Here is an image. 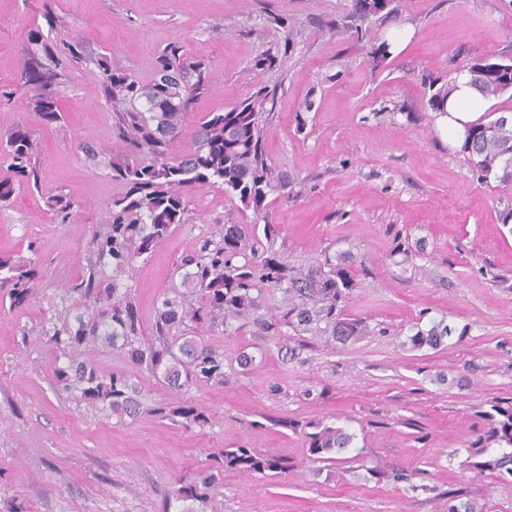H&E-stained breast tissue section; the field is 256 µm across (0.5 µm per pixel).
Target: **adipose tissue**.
Masks as SVG:
<instances>
[{
  "label": "adipose tissue",
  "instance_id": "adipose-tissue-1",
  "mask_svg": "<svg viewBox=\"0 0 512 512\" xmlns=\"http://www.w3.org/2000/svg\"><path fill=\"white\" fill-rule=\"evenodd\" d=\"M451 91L434 112L435 129L449 148L462 146L468 128L483 116L488 102L469 84L467 74L456 75L450 82Z\"/></svg>",
  "mask_w": 512,
  "mask_h": 512
}]
</instances>
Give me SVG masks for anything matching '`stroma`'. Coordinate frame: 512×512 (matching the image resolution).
<instances>
[{"instance_id": "1", "label": "stroma", "mask_w": 512, "mask_h": 512, "mask_svg": "<svg viewBox=\"0 0 512 512\" xmlns=\"http://www.w3.org/2000/svg\"><path fill=\"white\" fill-rule=\"evenodd\" d=\"M355 0H0V138L15 126L41 144L38 180L19 183L0 210V253L35 243L39 289L29 304L0 295V512H182L163 509L176 482L213 455L244 445L287 458L285 474L225 473L194 512H448L460 493L512 512V478L467 469L479 411L512 398V184L478 182L459 150L437 136L433 80L449 82L478 57L512 53V0H397L412 28L400 52L372 67L370 44L349 26ZM51 44L62 76L63 118L44 124L21 79L30 33ZM84 60L68 59L71 44ZM201 60L210 88L193 103L196 125L259 88L274 96L265 146L289 197L269 196L273 250L302 270L345 262L357 286L345 312L369 332L347 344L297 334L283 320L285 290H266L247 317L203 331L224 352V384L175 391L120 350L90 347L103 373L139 389L134 418L108 415L59 389L48 332L71 313L64 298L92 258V237L123 191L90 140L123 157L98 60L149 81L169 44ZM403 111H395V104ZM72 193L59 223L51 196ZM186 223L173 227L127 278L145 336L163 293L181 287L179 264L227 219L252 210L221 184L185 188ZM445 321L462 340L413 348L417 329ZM163 403L206 410L204 428L155 415ZM322 422L352 434L336 461L312 460L303 434Z\"/></svg>"}]
</instances>
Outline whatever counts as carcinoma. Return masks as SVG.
Instances as JSON below:
<instances>
[{
  "instance_id": "cac0c4a2",
  "label": "carcinoma",
  "mask_w": 512,
  "mask_h": 512,
  "mask_svg": "<svg viewBox=\"0 0 512 512\" xmlns=\"http://www.w3.org/2000/svg\"><path fill=\"white\" fill-rule=\"evenodd\" d=\"M389 0L385 10H378L377 0H357L352 18L356 29L372 17L385 23L396 17L399 8ZM364 29V28H362ZM363 36L374 40L370 28ZM35 48L27 51L22 73L33 94L28 105L45 124L61 118V104L52 87L57 74L42 62L52 56L49 44L37 33L30 35ZM102 91L112 105L115 130L127 145L128 154L105 162L112 180L125 187V193L112 199L109 222L93 236L96 260L88 274L76 279L66 294L78 313L73 321L53 326L50 344L66 358L55 366L54 380L62 390L79 402H85L118 417L139 412L138 388L123 373L103 374L86 356V348L102 344L125 352L142 370L160 375L167 385L181 390L193 384L224 385V352L199 336L169 338L175 326L193 323L215 328L229 318L247 315L266 288H286L297 301L288 310V323L298 332L321 330L337 342L357 340L367 331L361 318H348L343 304L357 285L355 271L340 263L327 271L302 272L291 267L271 251L274 225L263 227L259 239L254 224L225 222L219 239H206L193 254L185 257L186 285L203 303L196 306L183 295L165 297L155 310L154 327L158 340L144 337L138 307L123 276L136 259L151 255L169 236L172 226L184 224L189 200L182 188H205L216 181L224 192L238 198L246 208L259 215L269 195L286 194L292 180L277 173L269 163L264 142V125L274 102L265 89L251 94L223 112H212L195 130L194 144L176 150L193 101L209 90V76L199 60L170 45L157 57L152 80L144 84L136 76L114 69L101 59ZM507 73L488 72L471 76L470 85L484 98H494L492 85ZM431 109L440 107L449 93L448 84L435 80L430 85ZM39 144L25 126L16 127L0 141V160L8 162L13 176L37 179L36 158ZM460 152L477 179L512 184V125L501 120V113L487 112L472 126ZM75 201L59 194L49 207L60 223L73 215ZM31 257L0 255V291L7 293L11 306L29 303L37 285L38 250L27 246ZM112 267V279L100 276V270ZM464 333L442 321L417 330L411 337L415 348L432 349L445 340L462 338ZM154 412L182 419L188 427L202 428L210 423L203 409L181 404ZM481 417L485 430L468 443L463 461L477 474L493 473L512 477V401L492 402L491 410ZM305 433L310 456L319 461H335V454L349 447L353 436L343 429L320 422ZM243 474L288 472V460L262 454L252 448H226L213 456L211 467L200 478L180 479L172 497L183 503L205 498V490L224 478V471ZM448 512H488L474 500L454 496Z\"/></svg>"
}]
</instances>
